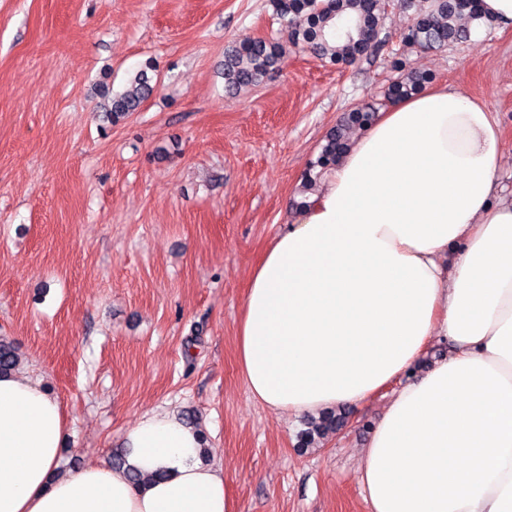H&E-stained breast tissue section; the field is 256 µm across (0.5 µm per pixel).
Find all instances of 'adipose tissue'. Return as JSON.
I'll use <instances>...</instances> for the list:
<instances>
[{
	"instance_id": "adipose-tissue-1",
	"label": "adipose tissue",
	"mask_w": 512,
	"mask_h": 512,
	"mask_svg": "<svg viewBox=\"0 0 512 512\" xmlns=\"http://www.w3.org/2000/svg\"><path fill=\"white\" fill-rule=\"evenodd\" d=\"M502 133L443 85L357 137L250 275L237 329L254 400L313 416L393 380L359 454L371 512H512V202ZM451 265H442L448 252ZM448 357L415 374L432 337ZM68 434L41 379L0 376V512H234L221 468L177 414L142 413L128 464L57 475ZM154 475L134 487L130 470Z\"/></svg>"
}]
</instances>
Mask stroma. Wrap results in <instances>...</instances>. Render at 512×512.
<instances>
[{"instance_id": "35a3bbf8", "label": "stroma", "mask_w": 512, "mask_h": 512, "mask_svg": "<svg viewBox=\"0 0 512 512\" xmlns=\"http://www.w3.org/2000/svg\"><path fill=\"white\" fill-rule=\"evenodd\" d=\"M407 24L389 9V48L495 113L511 199L512 30L418 51ZM258 37L285 43L283 69L226 94L225 46ZM148 61L151 97L104 122L98 88ZM390 77L382 55L344 67L289 44L268 0H0V336L61 402L62 470L108 463L144 411H188L235 512H370L357 454L386 398L299 447L307 417L252 399L235 340L325 133Z\"/></svg>"}]
</instances>
